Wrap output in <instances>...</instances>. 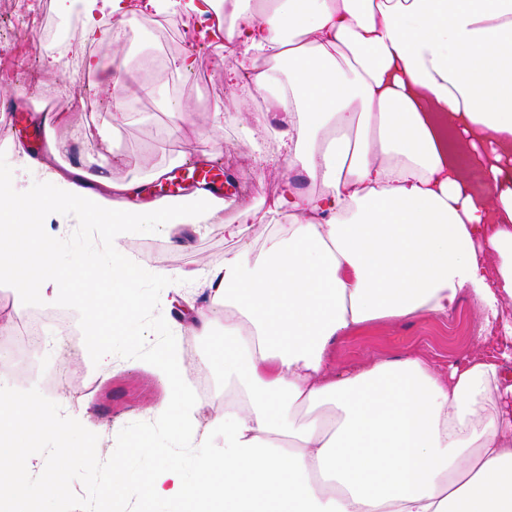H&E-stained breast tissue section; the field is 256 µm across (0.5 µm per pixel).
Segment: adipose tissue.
Listing matches in <instances>:
<instances>
[{"instance_id": "adipose-tissue-1", "label": "adipose tissue", "mask_w": 512, "mask_h": 512, "mask_svg": "<svg viewBox=\"0 0 512 512\" xmlns=\"http://www.w3.org/2000/svg\"><path fill=\"white\" fill-rule=\"evenodd\" d=\"M180 5L224 34L237 86L275 101L290 176L268 209L259 249L212 266L201 336L242 396L198 429V403L175 340L155 361L172 397L171 430L194 434L198 478L177 461L138 485L144 507L174 512H512V374L478 355L441 372L416 357L333 373L337 338L385 318L452 312L462 293L498 314L512 299V0H142ZM126 0H83L82 40L104 15L125 27ZM266 67L250 68L255 58ZM484 157L487 190L470 192L466 160ZM317 183L296 188L294 175ZM55 194L17 197L0 186V276L24 297L74 308L86 301L54 261L45 214L78 213L112 242L113 330L86 323L100 371L139 314L141 268L122 245L130 224L201 223L226 202L206 190L145 213L134 182L81 166L46 170ZM494 260V276L484 261Z\"/></svg>"}]
</instances>
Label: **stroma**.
Masks as SVG:
<instances>
[{
  "label": "stroma",
  "instance_id": "obj_1",
  "mask_svg": "<svg viewBox=\"0 0 512 512\" xmlns=\"http://www.w3.org/2000/svg\"><path fill=\"white\" fill-rule=\"evenodd\" d=\"M23 12L33 16L41 29L55 23L69 38L79 34V25L72 22L73 10L61 8L58 0H23ZM154 22V16H145L117 42L90 47L91 53L108 65L134 70L144 61L155 63L148 73L154 94L125 100L127 118L116 128L111 127L109 114L115 100L125 99L121 86L102 80L85 82L82 59L67 51L44 53L32 40L0 38V103L8 105L7 110H0V126L5 127L8 138L23 142L27 149L23 159L7 151L0 153V171L9 177L16 193L37 195L49 190L33 173L36 162L47 158L40 121L47 96L63 102L73 96L84 97L85 109L70 113L57 131L59 139L70 145L67 160L74 163L88 154L105 160L111 178L135 180L139 190L135 208L144 210L163 200L162 181L155 173L171 172L172 160L179 154H189L193 162L205 161L224 171L227 207L223 219L174 230L159 224L129 226L123 245L128 258L142 266L140 292L149 304L129 321L138 338L120 347L109 371L98 372L93 364L83 343L80 312L63 302L47 306L0 295V325L13 328L35 313L58 314L67 329L62 348L23 351L19 359L7 363L0 380L19 390L38 388L58 403L62 412L81 413L84 427L98 436L97 455L102 461L113 453L123 427L154 421L158 408L167 403L168 386L152 357L168 337L177 338L179 358L192 379L202 380L211 391L210 401L200 406L203 418L218 416L212 403L223 399L231 386L224 381L223 369L210 360L217 339L184 328L171 306L168 282L156 278L154 272L160 268L193 272L196 283L183 290L180 302L207 305V269L221 263L229 251L260 242L265 233L264 225L252 224L245 235L231 240L224 235L225 224L237 223L246 208L263 207L267 197L277 195L286 175L283 161L277 158V141L267 137L258 123L242 118V107L257 103L249 87L241 85L232 92L221 81L226 71L223 52L212 51L199 35L171 33L156 28ZM189 49L197 53L198 71L218 74V81L204 84L196 73L179 69L176 60ZM21 85L26 86L27 97H5V90ZM219 99L224 110L216 116L209 107ZM168 105L186 108L181 128L174 135L167 130L164 108ZM55 241L57 257L78 263L91 278L93 286L85 292L88 302H96L99 293L111 290L112 244L100 235L97 225L74 222L57 229ZM491 348L502 350L500 331L486 322L479 304L466 296L448 315L383 319L338 338L327 363L330 370L338 372L413 354L444 371Z\"/></svg>",
  "mask_w": 512,
  "mask_h": 512
}]
</instances>
